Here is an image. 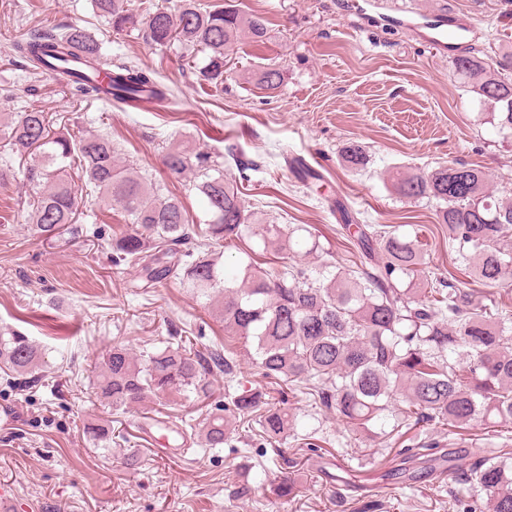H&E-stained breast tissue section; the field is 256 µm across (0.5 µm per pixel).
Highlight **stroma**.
Segmentation results:
<instances>
[{
    "instance_id": "35a3bbf8",
    "label": "stroma",
    "mask_w": 512,
    "mask_h": 512,
    "mask_svg": "<svg viewBox=\"0 0 512 512\" xmlns=\"http://www.w3.org/2000/svg\"><path fill=\"white\" fill-rule=\"evenodd\" d=\"M211 8L232 4L268 21L263 40L243 39L220 87L200 82L199 53L174 42L158 46L138 30L114 31L92 0H0V114L33 106L64 118L67 133L106 130L136 171L161 178L162 146L187 142L223 163L242 181L245 204L266 224H302L319 235L324 253L312 266L348 265L355 249L330 207L340 199L375 224L403 226L428 245V280L456 278L485 303L512 310V285L486 287L459 271L448 231L433 201L410 203L392 190L396 170L428 172L459 163L483 168L497 196L512 198V140L504 141L454 72L452 53H437L399 25V15L430 8L433 0H199ZM472 21V47L512 49V0H450ZM101 45L113 63L146 71L168 86V99L134 108L73 95L64 82L34 78L13 48L17 35L70 22ZM281 69L272 92L256 88L251 73ZM350 141L369 156L357 173L343 169L338 152ZM318 157L320 192H311L289 167L292 157ZM16 177L0 185V328L24 333L39 348L43 377L18 384L0 371V485H10L22 512H276L267 480L300 461L302 479L283 512H449L465 498L450 479L421 478L399 487L373 448L347 447L350 436L335 413L313 409L303 394L288 400L294 435L273 451L255 416L241 420L224 447H184L144 411L113 412L96 395L95 368L106 347L123 342L134 351L183 342L203 349L224 339V323L179 282L152 288L135 271L113 265L109 243L130 222L123 210L96 198L82 208L74 240L45 239L30 228L27 202L37 185L15 163ZM208 404L157 407L156 417L177 425L201 423L224 406V380L215 378ZM110 424L118 440L103 450L89 433ZM328 448L320 458L304 436ZM415 443L465 448L471 459L508 446L488 436L482 423L465 436L429 425L410 432ZM248 474L249 496L229 494L238 474ZM346 488L337 489V480Z\"/></svg>"
}]
</instances>
